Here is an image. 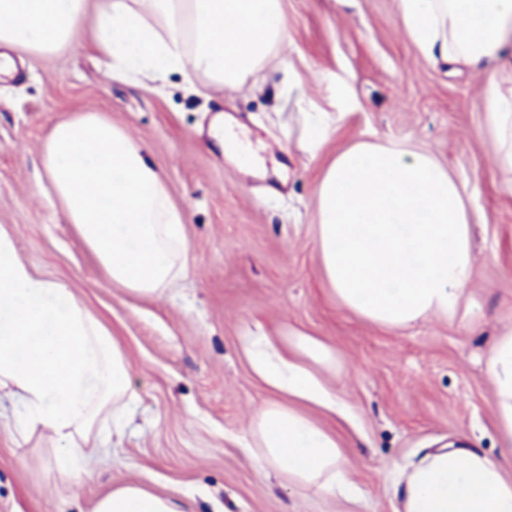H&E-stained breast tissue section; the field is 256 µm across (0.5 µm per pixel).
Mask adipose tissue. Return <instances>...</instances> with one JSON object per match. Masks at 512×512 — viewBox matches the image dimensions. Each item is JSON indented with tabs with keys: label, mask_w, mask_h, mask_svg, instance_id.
Returning <instances> with one entry per match:
<instances>
[{
	"label": "adipose tissue",
	"mask_w": 512,
	"mask_h": 512,
	"mask_svg": "<svg viewBox=\"0 0 512 512\" xmlns=\"http://www.w3.org/2000/svg\"><path fill=\"white\" fill-rule=\"evenodd\" d=\"M88 0H0V44L29 57L73 49ZM409 40L449 72H485L482 94L502 185L512 192V81L498 78L512 44V0H395ZM96 43L124 72L156 85L183 67L207 84L240 87L289 38L283 0H102ZM41 193L114 287L160 298L183 276L190 247L185 213L163 167L128 128L101 112L57 123L42 148ZM320 273L343 308L373 326L406 329L460 309L474 274L475 211L465 188L425 146L358 141L337 153L315 184ZM256 375L276 391L248 423L250 458L280 485L350 493L351 467L335 431L299 410H329L325 382L335 349L291 328L246 348ZM507 443L499 458L447 446L404 467L398 512H512V326L485 369ZM137 398L124 347L67 285L36 275L0 229V402L19 410L11 435L48 439L68 483L94 480L103 437L122 438ZM91 512H192L138 482L114 486Z\"/></svg>",
	"instance_id": "adipose-tissue-1"
}]
</instances>
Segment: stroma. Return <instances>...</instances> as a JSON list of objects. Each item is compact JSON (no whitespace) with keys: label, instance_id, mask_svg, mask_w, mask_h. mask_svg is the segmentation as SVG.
<instances>
[{"label":"stroma","instance_id":"obj_1","mask_svg":"<svg viewBox=\"0 0 512 512\" xmlns=\"http://www.w3.org/2000/svg\"><path fill=\"white\" fill-rule=\"evenodd\" d=\"M283 2L287 44L238 89L179 71L155 89L118 76L88 47L20 59L0 75V227L35 273L66 283L120 336L138 394L121 443L79 487L60 479L44 440L18 442L1 428L0 512H90L99 493L131 480L178 493L193 512H395L398 475L380 462L409 465L451 440L502 448L484 365L512 324V192L492 140L474 137L488 121L483 77L422 57L394 0ZM81 109L126 126L188 211L193 261L165 297L112 287L37 190L43 141ZM220 116L245 132L260 175L217 147ZM317 117L332 136L313 157L303 145ZM361 140L427 144L472 192L475 271L454 319L382 332L343 309L321 278L315 179ZM291 325L342 360L331 384L343 413L308 412L340 437L355 499L282 488L249 462L248 421L275 393L254 374L243 337Z\"/></svg>","mask_w":512,"mask_h":512}]
</instances>
